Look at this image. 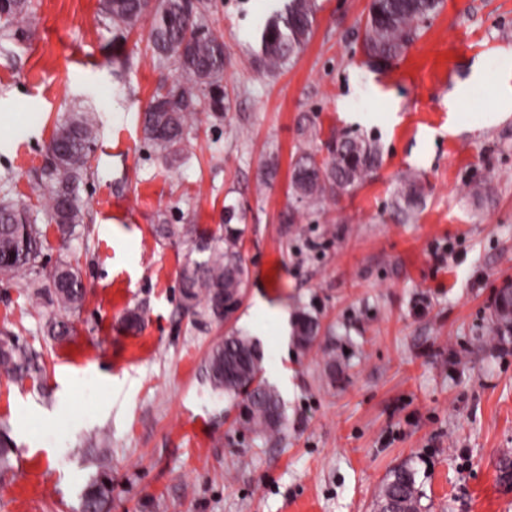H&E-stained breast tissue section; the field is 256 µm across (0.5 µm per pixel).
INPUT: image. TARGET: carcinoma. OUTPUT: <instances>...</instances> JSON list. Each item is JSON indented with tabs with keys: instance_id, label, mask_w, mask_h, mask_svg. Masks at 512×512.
I'll return each instance as SVG.
<instances>
[{
	"instance_id": "obj_1",
	"label": "carcinoma",
	"mask_w": 512,
	"mask_h": 512,
	"mask_svg": "<svg viewBox=\"0 0 512 512\" xmlns=\"http://www.w3.org/2000/svg\"><path fill=\"white\" fill-rule=\"evenodd\" d=\"M443 0H373L366 22L363 50L370 58L389 63L398 59L418 38L423 24L438 14ZM206 0H104L103 11L120 32L128 33L151 15L148 48L159 63L176 70L180 78L158 87L144 111L145 137L164 154L180 149L189 120L196 112L208 110L217 116L226 109L224 42L197 22L206 11ZM317 12V0H284L283 10L268 19L261 31L259 63L269 72L290 65L308 43ZM31 13L29 0H0V38L23 33ZM97 138L91 113L73 109L61 116L51 143L63 149L45 172L47 197L45 220L69 237L83 223L80 185L90 175V163ZM379 161L377 149L358 139H343L331 148V157L317 162L315 154L303 151L297 157L291 188L300 202L311 206L339 191L360 184ZM421 196L415 178L401 180L396 208L411 216ZM157 236L176 240L194 238L200 242L202 259L187 261L181 273V295L186 311L220 322L235 312L246 284V268L240 251L238 230L224 225V234L207 240L193 224H158ZM45 232L28 212L10 204L0 206V281L20 274H39ZM48 283L37 286L58 311L67 313L81 306L85 286L77 269L61 262L45 272ZM512 330V303L494 309L491 332L503 336ZM318 319L308 312L297 314L294 337L302 348L311 347L320 335ZM262 354L255 339L233 332L210 351L205 362L210 387L230 400L246 396L244 421L249 428L274 433L283 423L279 393L261 376ZM0 371L16 382L40 371L32 354L14 337H0ZM107 440L101 439L97 455V476L86 487L83 512H106L112 496V464ZM424 494L417 469L408 463L396 467L383 480L377 494L381 512H425Z\"/></svg>"
}]
</instances>
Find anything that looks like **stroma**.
I'll return each instance as SVG.
<instances>
[{"instance_id":"stroma-1","label":"stroma","mask_w":512,"mask_h":512,"mask_svg":"<svg viewBox=\"0 0 512 512\" xmlns=\"http://www.w3.org/2000/svg\"><path fill=\"white\" fill-rule=\"evenodd\" d=\"M29 27L0 41V202L41 214L47 147L65 103L98 126L85 219L62 239L47 225L41 262L71 263L88 293L67 314L68 340L48 336L51 307L26 279L0 282V334L18 337L44 370L0 374V512H81L109 438L111 512H374L389 471L413 464L426 512H512L498 459L512 450V336L489 334L493 295L512 280V117L448 110L475 67L512 66V0H444L386 70L363 50L369 0H318L310 40L287 68L255 64L257 31L275 0H209L204 23L223 39L222 116L196 113L181 151L163 157L143 110L175 72L148 49L143 21L117 42L101 0H32ZM373 144L378 165L317 205L292 194L299 150L329 158L336 140ZM414 171L422 202L394 208ZM493 192L476 196V185ZM295 222H288V213ZM241 231L242 303L223 324L181 305L190 239L158 224ZM144 327L123 328L126 309ZM318 317L309 349L298 310ZM257 339L263 378L284 409L279 432L243 425L240 406L202 371L231 332ZM318 319L308 312H299L294 322V337L301 348H310L320 335Z\"/></svg>"}]
</instances>
